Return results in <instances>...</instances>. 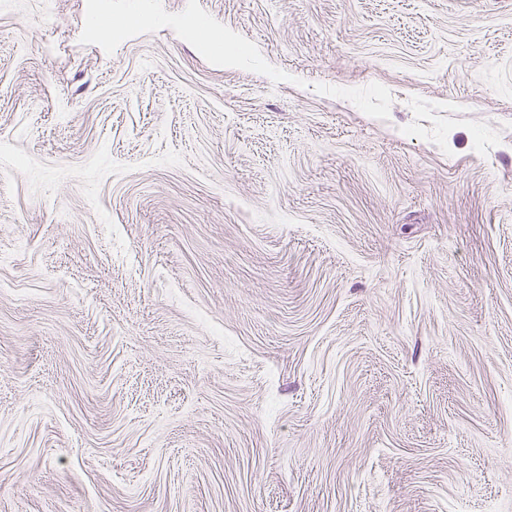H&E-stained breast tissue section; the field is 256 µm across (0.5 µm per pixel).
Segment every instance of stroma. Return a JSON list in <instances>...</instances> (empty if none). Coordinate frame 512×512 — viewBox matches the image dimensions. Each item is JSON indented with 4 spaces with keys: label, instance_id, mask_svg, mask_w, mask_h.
Masks as SVG:
<instances>
[{
    "label": "stroma",
    "instance_id": "35a3bbf8",
    "mask_svg": "<svg viewBox=\"0 0 512 512\" xmlns=\"http://www.w3.org/2000/svg\"><path fill=\"white\" fill-rule=\"evenodd\" d=\"M0 0V512H512V0Z\"/></svg>",
    "mask_w": 512,
    "mask_h": 512
}]
</instances>
